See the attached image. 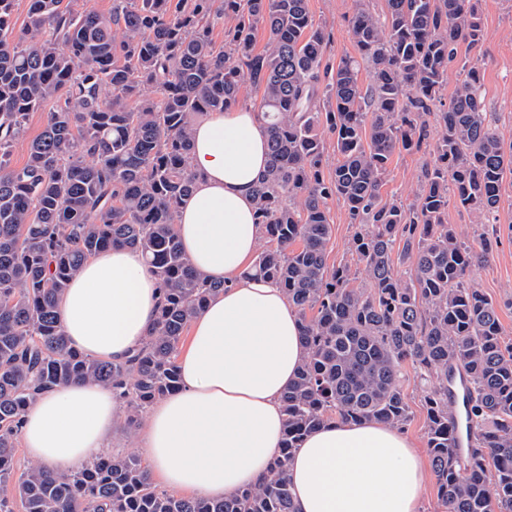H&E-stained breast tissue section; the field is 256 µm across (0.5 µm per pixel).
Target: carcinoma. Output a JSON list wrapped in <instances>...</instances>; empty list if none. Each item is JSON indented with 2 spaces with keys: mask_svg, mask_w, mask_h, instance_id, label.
<instances>
[{
  "mask_svg": "<svg viewBox=\"0 0 512 512\" xmlns=\"http://www.w3.org/2000/svg\"><path fill=\"white\" fill-rule=\"evenodd\" d=\"M0 0V512H296L288 463L307 434L333 418L410 420L401 367L424 381L427 448L443 512H512V345L492 300L467 283L496 237L462 242L448 202L482 217L498 211L512 151L482 97L479 68L460 62L484 37L479 0H386L385 16L354 0L360 58L323 63L324 28L308 0H112L104 16L64 0ZM229 20L224 45L213 28ZM271 40L254 50L255 33ZM371 80L362 86L361 63ZM464 78L434 113L448 71ZM261 93L269 165L256 190L262 244L252 270L276 281L304 323L307 355L282 398L284 435L270 475L228 498L159 489L131 452L68 474L16 467L24 417L40 392L73 381L112 389L129 426L176 391L181 336L224 283L197 272L175 232L194 186L191 124L237 104L243 79ZM53 104L20 168L13 144ZM441 132L415 202L381 188L399 149L421 148L429 117ZM336 140L327 163L322 131ZM356 226L354 264L331 266L329 204ZM400 253H395L397 245ZM142 252L162 287L152 333L116 364L67 345L60 297L86 259ZM410 261L408 277L396 266ZM465 373L474 445L455 447L448 377Z\"/></svg>",
  "mask_w": 512,
  "mask_h": 512,
  "instance_id": "carcinoma-1",
  "label": "carcinoma"
}]
</instances>
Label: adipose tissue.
Listing matches in <instances>:
<instances>
[{
    "instance_id": "1",
    "label": "adipose tissue",
    "mask_w": 512,
    "mask_h": 512,
    "mask_svg": "<svg viewBox=\"0 0 512 512\" xmlns=\"http://www.w3.org/2000/svg\"><path fill=\"white\" fill-rule=\"evenodd\" d=\"M191 134L198 178L176 230L195 269L224 289L192 320L176 357L179 388L148 409L135 447L167 487L221 499L268 477L283 434L281 399L306 346L283 288L246 274L261 243L254 196L268 164L263 120L232 107L197 115ZM160 297L140 252L95 254L58 302L68 345L125 362L152 331ZM120 414L111 389L97 383L42 392L25 416L27 454L69 472L110 452ZM425 472L397 428L338 419L305 436L288 465L297 512H419Z\"/></svg>"
}]
</instances>
